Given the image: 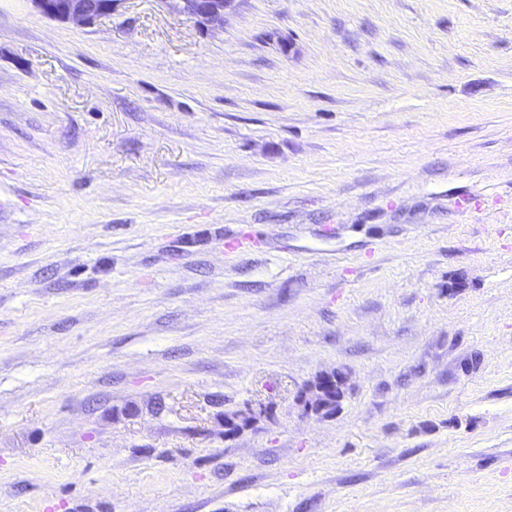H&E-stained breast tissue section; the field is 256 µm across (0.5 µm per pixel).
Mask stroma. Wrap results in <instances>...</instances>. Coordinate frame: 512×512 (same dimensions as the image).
<instances>
[{"instance_id":"35a3bbf8","label":"stroma","mask_w":512,"mask_h":512,"mask_svg":"<svg viewBox=\"0 0 512 512\" xmlns=\"http://www.w3.org/2000/svg\"><path fill=\"white\" fill-rule=\"evenodd\" d=\"M0 512H512V0H0ZM125 0H29L48 19L80 27L94 25L112 16ZM231 0H161L172 12L194 19L206 29L224 27V12ZM345 385V377L338 372L323 373L315 384L308 386L300 393V401L308 413L326 416L329 405H326L329 393L337 391Z\"/></svg>"}]
</instances>
